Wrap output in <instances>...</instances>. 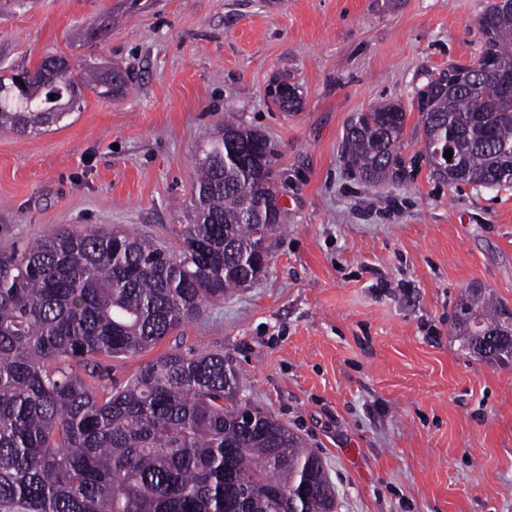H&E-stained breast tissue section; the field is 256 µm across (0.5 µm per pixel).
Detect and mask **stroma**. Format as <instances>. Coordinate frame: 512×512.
I'll use <instances>...</instances> for the list:
<instances>
[{
	"label": "stroma",
	"mask_w": 512,
	"mask_h": 512,
	"mask_svg": "<svg viewBox=\"0 0 512 512\" xmlns=\"http://www.w3.org/2000/svg\"><path fill=\"white\" fill-rule=\"evenodd\" d=\"M491 0H0V76L58 53L126 69L38 133L0 132V251L62 228L134 229L173 245L193 163L225 108L277 151L286 213L259 281L204 305L99 387L175 349L224 354L245 394L305 440L336 512H512V364L462 351L467 288L512 309V185L455 187L422 155L416 94L478 57ZM288 78L303 107L278 109ZM407 112L404 175L348 170L355 112Z\"/></svg>",
	"instance_id": "obj_1"
}]
</instances>
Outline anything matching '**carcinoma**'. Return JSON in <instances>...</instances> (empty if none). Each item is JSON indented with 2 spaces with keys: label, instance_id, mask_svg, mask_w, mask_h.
Returning <instances> with one entry per match:
<instances>
[{
  "label": "carcinoma",
  "instance_id": "cac0c4a2",
  "mask_svg": "<svg viewBox=\"0 0 512 512\" xmlns=\"http://www.w3.org/2000/svg\"><path fill=\"white\" fill-rule=\"evenodd\" d=\"M480 57L512 68V13L479 18ZM24 95L0 78V129L34 133L80 108L84 91L119 97L128 77L76 70L63 56L26 70ZM457 64L418 91L423 156L450 185L512 184V99ZM55 99H50V95ZM406 112L390 102L357 112L343 155L365 182L401 170L396 148ZM196 159L195 194L176 248L139 233L63 229L25 249L0 252V512H335L320 457L274 416L241 397L231 359L172 351L124 386L103 392L101 359L144 352L193 319L206 302L256 280L281 227L275 159L259 132L229 115ZM452 150L451 159L445 151ZM264 207L251 218L248 204ZM463 348L512 363V311L470 290L452 321ZM254 409V425L242 413Z\"/></svg>",
  "mask_w": 512,
  "mask_h": 512
}]
</instances>
